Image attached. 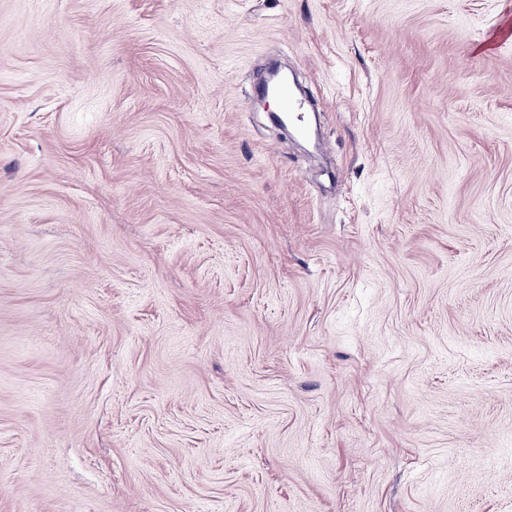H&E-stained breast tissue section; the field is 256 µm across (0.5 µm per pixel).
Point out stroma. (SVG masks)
I'll use <instances>...</instances> for the list:
<instances>
[{"mask_svg": "<svg viewBox=\"0 0 512 512\" xmlns=\"http://www.w3.org/2000/svg\"><path fill=\"white\" fill-rule=\"evenodd\" d=\"M0 512H512V0H0ZM280 97L282 110L281 116L286 125L292 126L296 132L305 135L307 133L304 104L295 95L288 85H280L274 89Z\"/></svg>", "mask_w": 512, "mask_h": 512, "instance_id": "obj_1", "label": "stroma"}]
</instances>
